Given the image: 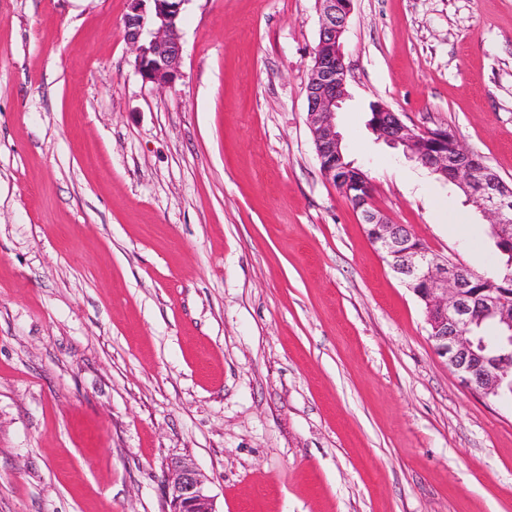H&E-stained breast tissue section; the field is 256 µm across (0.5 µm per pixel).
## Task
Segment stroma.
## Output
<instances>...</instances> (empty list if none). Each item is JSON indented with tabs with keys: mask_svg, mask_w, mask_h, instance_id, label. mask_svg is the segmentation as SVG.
I'll use <instances>...</instances> for the list:
<instances>
[{
	"mask_svg": "<svg viewBox=\"0 0 512 512\" xmlns=\"http://www.w3.org/2000/svg\"><path fill=\"white\" fill-rule=\"evenodd\" d=\"M128 0H0V512H512V401L460 383L323 176L316 0H186L142 81ZM337 127L373 201L480 270L489 222L381 102L512 182V0H353ZM166 487L169 512H218L205 478L192 462H176Z\"/></svg>",
	"mask_w": 512,
	"mask_h": 512,
	"instance_id": "1",
	"label": "stroma"
}]
</instances>
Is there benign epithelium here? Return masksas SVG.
Instances as JSON below:
<instances>
[{"label":"benign epithelium","mask_w":512,"mask_h":512,"mask_svg":"<svg viewBox=\"0 0 512 512\" xmlns=\"http://www.w3.org/2000/svg\"><path fill=\"white\" fill-rule=\"evenodd\" d=\"M186 0H129L124 38L135 52L142 80L159 88L171 86L180 75L183 46L180 16ZM320 13L318 42L307 84L308 125L325 177L347 194L360 211L372 242L391 269L425 305L429 339L467 388L486 396L501 393L506 370L485 354L488 343L465 332L473 311L501 326L502 339L512 345V289L469 288L466 269L441 259L402 233L372 204V181L354 164H343V138L336 113L347 98V70L342 36L353 0H317ZM373 131L432 173L455 184L489 219L499 236L512 239V183L492 174L481 159L462 148L444 128L416 132L384 104H374ZM169 512H216L214 496L194 463H175L167 478Z\"/></svg>","instance_id":"benign-epithelium-1"}]
</instances>
